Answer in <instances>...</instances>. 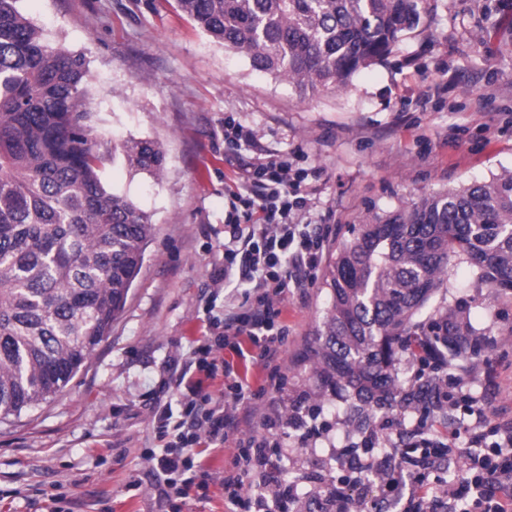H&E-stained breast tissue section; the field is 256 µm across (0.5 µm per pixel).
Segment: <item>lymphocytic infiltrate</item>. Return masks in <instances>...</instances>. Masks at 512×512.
<instances>
[{"label": "lymphocytic infiltrate", "mask_w": 512, "mask_h": 512, "mask_svg": "<svg viewBox=\"0 0 512 512\" xmlns=\"http://www.w3.org/2000/svg\"><path fill=\"white\" fill-rule=\"evenodd\" d=\"M245 175L233 194L227 225L229 241L224 246V269L218 281L240 279L249 283L256 301L248 310L224 317V335L204 337L192 350L188 365L198 372L213 373L216 360L227 338L247 337L254 347L256 361L270 367L273 385L281 378L274 367L285 343V334L277 328V310L272 295L302 287L310 270L316 268L323 254L325 236L320 228H302L292 224V209L301 207L303 197H289L290 166L274 157L256 158L248 163ZM261 212L260 223L242 231V216ZM231 401L213 397L202 381L188 383L180 404V416L171 408L157 412V434L164 446L160 452L146 455L155 472L160 506L183 497L193 486L204 487L210 475L193 465V450L202 439L221 444L237 432V406L251 399L246 380L234 379ZM457 432L441 434L418 426L415 441L406 455L411 465L407 473L390 474L383 481V492L398 498L402 512H512V420L497 422L489 431L471 437L472 454L467 457L466 477L459 485H429L428 474L452 447ZM251 457H243L234 474L223 479L227 500L236 512H264L268 503H279V495H245L254 480Z\"/></svg>", "instance_id": "obj_1"}]
</instances>
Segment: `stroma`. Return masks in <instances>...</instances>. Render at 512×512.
Listing matches in <instances>:
<instances>
[{
	"label": "stroma",
	"instance_id": "obj_1",
	"mask_svg": "<svg viewBox=\"0 0 512 512\" xmlns=\"http://www.w3.org/2000/svg\"><path fill=\"white\" fill-rule=\"evenodd\" d=\"M50 39L85 53L99 133L120 142L158 140L160 176L108 166L106 180L151 213L154 230L123 312L91 361L63 392L0 421V512H39L44 495H61L62 512H159L144 454L161 448L155 412L180 399L181 370L192 345L219 335L211 313L239 311L253 293L237 281L216 287L224 262V217L245 163L276 155L303 176V224H326L335 249L367 210L396 207L410 194L435 192L512 171V0H426L419 25L385 59L342 91L301 94L288 81L253 71L177 9L175 0H23ZM254 129L256 146L233 149L224 124ZM456 296L492 326L481 358L461 373L477 413L449 409L427 424L459 432L438 460L445 480L466 475L470 431L512 417V294L474 287L466 265L453 267ZM328 298L319 283L293 288L278 302L288 332L280 389L252 358L224 347L220 357L248 379L240 430L224 446L200 445L197 464L212 473L191 488L179 512H229L219 477L232 473L246 440L266 439L267 463L253 478L282 481L286 466L344 457L343 410L323 405L320 439L289 447L283 419L288 392L303 377L291 362L320 322ZM496 386L488 388L486 377Z\"/></svg>",
	"mask_w": 512,
	"mask_h": 512
}]
</instances>
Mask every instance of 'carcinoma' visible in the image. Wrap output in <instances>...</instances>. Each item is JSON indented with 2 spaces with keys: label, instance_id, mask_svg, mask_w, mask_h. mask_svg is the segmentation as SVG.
<instances>
[{
  "label": "carcinoma",
  "instance_id": "carcinoma-1",
  "mask_svg": "<svg viewBox=\"0 0 512 512\" xmlns=\"http://www.w3.org/2000/svg\"><path fill=\"white\" fill-rule=\"evenodd\" d=\"M0 0V417L60 393L108 336L140 273L152 216L111 189L109 164L157 176L161 144L99 135L86 57L52 42ZM423 0H178L194 27L244 54L252 70L302 93L345 90L421 20ZM512 290V171L411 195L366 215L340 241L321 278L329 303L294 365L344 407L345 423L374 433L394 410H438L436 374L455 378L492 332L451 292L449 271ZM418 336L434 355L398 381ZM319 397L288 391V422ZM383 448L352 445L351 465L383 462ZM297 512H336V489L310 490Z\"/></svg>",
  "mask_w": 512,
  "mask_h": 512
}]
</instances>
